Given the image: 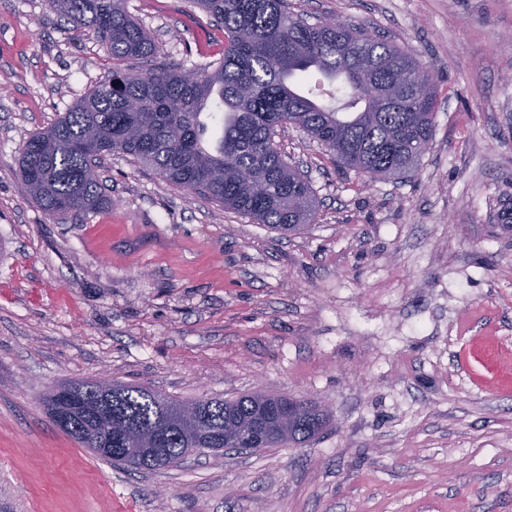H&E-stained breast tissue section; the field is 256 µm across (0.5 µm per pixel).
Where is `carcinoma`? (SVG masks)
Segmentation results:
<instances>
[{"instance_id": "1", "label": "carcinoma", "mask_w": 512, "mask_h": 512, "mask_svg": "<svg viewBox=\"0 0 512 512\" xmlns=\"http://www.w3.org/2000/svg\"><path fill=\"white\" fill-rule=\"evenodd\" d=\"M112 58L157 51L124 0H47ZM224 25L228 44L211 71L140 73L117 68L47 129L22 146L19 173L28 194L53 217L95 213L109 200L99 161L124 153L158 177L198 191L259 224L303 233L314 221L310 180L273 143L295 126L337 166L369 181L410 175L432 141L437 94L412 53L360 27L288 11L287 0H191ZM49 416L68 415L62 432L80 447L122 465L155 470L198 448L224 447L236 423L273 433L269 448L302 446L328 414L315 401L253 392L235 399L175 400L121 381L62 384L43 397Z\"/></svg>"}]
</instances>
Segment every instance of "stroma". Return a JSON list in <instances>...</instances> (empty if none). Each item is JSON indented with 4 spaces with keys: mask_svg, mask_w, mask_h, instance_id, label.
<instances>
[{
    "mask_svg": "<svg viewBox=\"0 0 512 512\" xmlns=\"http://www.w3.org/2000/svg\"><path fill=\"white\" fill-rule=\"evenodd\" d=\"M392 38L434 74L416 172L338 170L298 128L275 141L318 200L282 234L131 156L110 204L48 216L22 144L118 63L47 0H0V512H512V0H288ZM155 58L201 72L224 28L187 0H125ZM112 378L175 399L263 389L329 414L304 446L202 452L145 473L49 420L61 382Z\"/></svg>",
    "mask_w": 512,
    "mask_h": 512,
    "instance_id": "obj_1",
    "label": "stroma"
}]
</instances>
